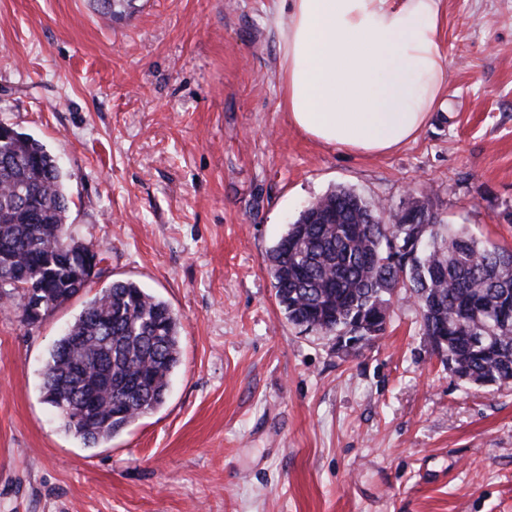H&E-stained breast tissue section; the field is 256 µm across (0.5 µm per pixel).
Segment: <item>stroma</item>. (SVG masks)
<instances>
[{"mask_svg":"<svg viewBox=\"0 0 512 512\" xmlns=\"http://www.w3.org/2000/svg\"><path fill=\"white\" fill-rule=\"evenodd\" d=\"M272 0H0V122L61 165L76 236L180 322L167 400L111 441L66 433L41 370L89 293L0 302V512H512V385L459 381L393 298L354 353L290 324L267 253L333 189L512 247V0H447L448 87L362 157L278 109Z\"/></svg>","mask_w":512,"mask_h":512,"instance_id":"stroma-1","label":"stroma"}]
</instances>
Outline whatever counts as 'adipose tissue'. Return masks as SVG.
Returning <instances> with one entry per match:
<instances>
[{"label":"adipose tissue","instance_id":"ef3b65f1","mask_svg":"<svg viewBox=\"0 0 512 512\" xmlns=\"http://www.w3.org/2000/svg\"><path fill=\"white\" fill-rule=\"evenodd\" d=\"M278 107L316 143L372 156L415 139L448 85L446 0H275Z\"/></svg>","mask_w":512,"mask_h":512}]
</instances>
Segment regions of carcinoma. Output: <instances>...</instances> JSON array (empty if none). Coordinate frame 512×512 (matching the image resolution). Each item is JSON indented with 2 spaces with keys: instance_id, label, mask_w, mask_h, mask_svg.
Returning <instances> with one entry per match:
<instances>
[{
  "instance_id": "1",
  "label": "carcinoma",
  "mask_w": 512,
  "mask_h": 512,
  "mask_svg": "<svg viewBox=\"0 0 512 512\" xmlns=\"http://www.w3.org/2000/svg\"><path fill=\"white\" fill-rule=\"evenodd\" d=\"M94 2L112 19L133 0ZM416 207L387 224L383 210L339 189L301 211L268 254L288 322L327 336L364 323L360 335L372 340L402 289L418 304L422 334L458 379L511 383L512 249L436 219L426 247L408 258L403 249L416 239ZM68 209L56 158L13 130L0 142V295L12 291L8 261L26 273V292L43 318L93 282L84 270L85 244L66 223ZM179 360V320L169 305L135 281H114L53 345L43 398L65 431L96 446L165 402ZM86 391L94 394L91 407L83 404Z\"/></svg>"
}]
</instances>
